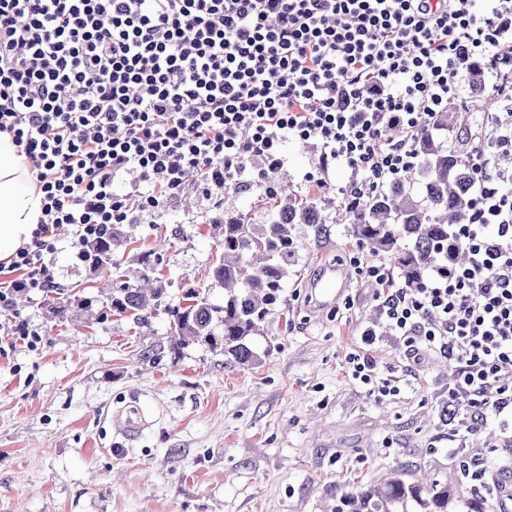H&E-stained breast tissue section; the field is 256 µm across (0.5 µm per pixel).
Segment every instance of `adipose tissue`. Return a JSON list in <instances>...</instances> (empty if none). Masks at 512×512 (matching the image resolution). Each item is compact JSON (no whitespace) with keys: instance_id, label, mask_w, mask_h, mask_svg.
Returning a JSON list of instances; mask_svg holds the SVG:
<instances>
[{"instance_id":"1","label":"adipose tissue","mask_w":512,"mask_h":512,"mask_svg":"<svg viewBox=\"0 0 512 512\" xmlns=\"http://www.w3.org/2000/svg\"><path fill=\"white\" fill-rule=\"evenodd\" d=\"M40 215V196L24 157L0 135V260L9 259L30 237Z\"/></svg>"}]
</instances>
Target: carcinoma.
<instances>
[{"label": "carcinoma", "instance_id": "cac0c4a2", "mask_svg": "<svg viewBox=\"0 0 512 512\" xmlns=\"http://www.w3.org/2000/svg\"><path fill=\"white\" fill-rule=\"evenodd\" d=\"M512 108L507 98L477 96L471 111L452 107L433 118L434 133L417 138L414 166L396 180L386 183L370 198L355 203L349 197L340 203L336 223L348 225V233L359 244L390 257L397 277L405 288H422L433 268H457L467 261V252L448 237L451 224H470L475 218L474 184L480 177L467 148L451 149L445 137L471 129L470 112H504ZM275 213L258 224L250 214L239 210L233 200H225L210 225L220 239L222 251L212 264L210 279L224 288V302L215 304L200 291L189 289L184 301H168L167 288L155 276L160 255L146 252L139 256L140 279L145 287L121 285L112 289L110 302L103 305L101 319L108 312H129L141 322L148 321L157 307L165 306L174 329V345L207 342L223 346L227 362L249 365L259 361L252 338L264 333L273 307L281 300L288 267L298 245L297 224H306L313 239H327L328 219L317 204L297 197L284 187H272ZM119 225L112 232L85 248L86 264L94 270L112 265V254L121 242ZM52 321L67 320L69 304L52 299L47 306ZM453 463L454 484L435 477L421 483L407 478L400 467L390 470L383 481L360 493H347L342 512H408V504L418 512H483L473 507L476 497L467 491L480 489L495 495L496 485L481 484L472 477L487 468L482 458H473L458 449Z\"/></svg>", "mask_w": 512, "mask_h": 512}]
</instances>
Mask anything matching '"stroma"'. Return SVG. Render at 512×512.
Here are the masks:
<instances>
[{"label":"stroma","instance_id":"35a3bbf8","mask_svg":"<svg viewBox=\"0 0 512 512\" xmlns=\"http://www.w3.org/2000/svg\"><path fill=\"white\" fill-rule=\"evenodd\" d=\"M285 154L271 182L307 196L303 176L316 170V150L291 142ZM268 183L248 176L238 208L263 216ZM220 200L192 182L135 213L129 241L104 271L59 244L52 260L69 319L48 321L44 295L29 294L18 307L39 342H0V512H336L343 494L375 486L399 464L452 478L448 435L437 427L454 382L447 358L433 352L414 363L387 332L375 356L399 394L372 395L346 373L374 313L375 283L355 261L375 254L343 225H330L322 244L297 225L283 301L253 339L259 363L228 365L220 348L201 342L173 348L162 310L145 324L128 313L99 319L112 288L137 284L133 256L148 250L161 256L157 275L173 301L193 288L221 302L208 224ZM331 262L347 275L346 300L319 313L307 285ZM133 396L151 423L127 441L109 415Z\"/></svg>","mask_w":512,"mask_h":512}]
</instances>
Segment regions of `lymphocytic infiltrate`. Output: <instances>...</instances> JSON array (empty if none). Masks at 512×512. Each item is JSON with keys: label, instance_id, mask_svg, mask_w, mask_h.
Listing matches in <instances>:
<instances>
[{"label": "lymphocytic infiltrate", "instance_id": "f902f5d3", "mask_svg": "<svg viewBox=\"0 0 512 512\" xmlns=\"http://www.w3.org/2000/svg\"><path fill=\"white\" fill-rule=\"evenodd\" d=\"M511 43L512 0H0V133L40 195L29 241L0 263V332L29 338L16 295L57 288L59 242L79 254L131 223L117 184L152 210L192 181L212 193L250 168L278 172L293 141L316 148L321 173L346 169L343 194L363 201L414 165L416 135L459 105L472 63L501 90ZM480 126L475 220L449 228L466 265L403 288L364 262L376 317L346 364L386 395L380 330L413 356L444 353L458 369L449 401L511 443L512 113Z\"/></svg>", "mask_w": 512, "mask_h": 512}]
</instances>
